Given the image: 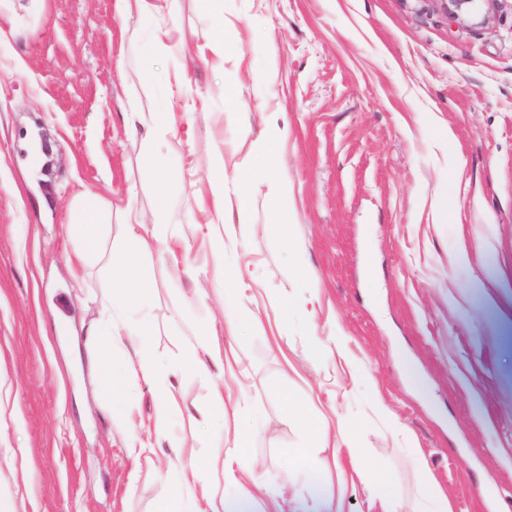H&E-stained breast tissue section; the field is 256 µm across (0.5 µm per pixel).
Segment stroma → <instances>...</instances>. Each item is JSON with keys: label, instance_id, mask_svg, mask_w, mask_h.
Segmentation results:
<instances>
[{"label": "stroma", "instance_id": "stroma-1", "mask_svg": "<svg viewBox=\"0 0 512 512\" xmlns=\"http://www.w3.org/2000/svg\"><path fill=\"white\" fill-rule=\"evenodd\" d=\"M223 4L235 55L222 62L197 52L210 38L198 0L152 18L117 14L115 0H0L17 27L0 40V506L153 512L235 428L233 401L209 414L213 385L231 377L255 405L250 461L290 496L318 482L343 512H380L383 479L415 507L426 471L453 512L512 505V0L456 19L440 0ZM159 26L186 38V55L146 59ZM181 69L191 84L179 97ZM228 84L241 110H225ZM131 104L173 111L178 133L129 131ZM274 124L285 131L275 145ZM219 141L230 170L276 154L295 245L265 234L263 182L244 202L230 185L225 225L256 233L225 239L215 261L198 226L213 216L206 176ZM161 171L174 175L171 248L143 256L155 286L131 317L152 321L160 364L212 319L229 354L208 376L176 379L159 434L157 385L127 380L130 417H110L80 350L85 297L111 285L121 210L153 216ZM85 188L109 203L111 228L77 290L65 217ZM336 336L342 352L316 351ZM285 390L328 426L351 425L374 470L357 474L331 446L316 471L284 472L303 437L280 420ZM132 429L158 439L152 458L127 448Z\"/></svg>", "mask_w": 512, "mask_h": 512}]
</instances>
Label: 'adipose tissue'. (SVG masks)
I'll use <instances>...</instances> for the list:
<instances>
[{"label":"adipose tissue","instance_id":"1","mask_svg":"<svg viewBox=\"0 0 512 512\" xmlns=\"http://www.w3.org/2000/svg\"><path fill=\"white\" fill-rule=\"evenodd\" d=\"M259 170L253 169L241 173L235 179H228L224 171V149L216 147L213 165L209 174L212 208L215 214L224 212V190L227 182H234L239 198H247ZM107 209L106 202L91 190L78 193L66 216L68 232L78 243L75 259L79 266H86L98 254L105 228L101 222ZM145 222L143 214L135 207L125 210L126 233L120 243L118 258L110 267L114 286L102 298L95 318L83 327L87 348V364L97 375L100 390L110 394H119L124 377L130 376L145 381L160 383L159 420H166L176 403L174 377L181 374L183 367H191L199 375H207L209 363H220L222 352L217 343L215 326L199 327L184 352L182 365L163 366L151 356V336L153 328L149 322L130 324L129 313L137 306L141 297L153 286L151 271L144 268L141 255L151 244L162 241L161 233L145 236L141 228ZM127 341L130 346L126 376L116 375L109 360L103 359L97 352L98 347L111 346L114 340ZM283 422L298 425L306 439L297 448L289 452L282 463L284 470L311 466L316 451L325 447L329 433L327 425L311 411L303 408L293 396L282 397ZM235 458L222 457L212 453L207 458L194 461L193 467L181 485L175 486L170 495L157 501L154 512H246L252 494L250 485H258L271 500L283 498L282 489L272 488L267 483L257 482L251 466L246 459L251 446V435L243 431L235 434ZM240 459V466H233V459ZM224 471L232 473L239 489L235 499L218 498L213 486L201 477L202 470Z\"/></svg>","mask_w":512,"mask_h":512}]
</instances>
